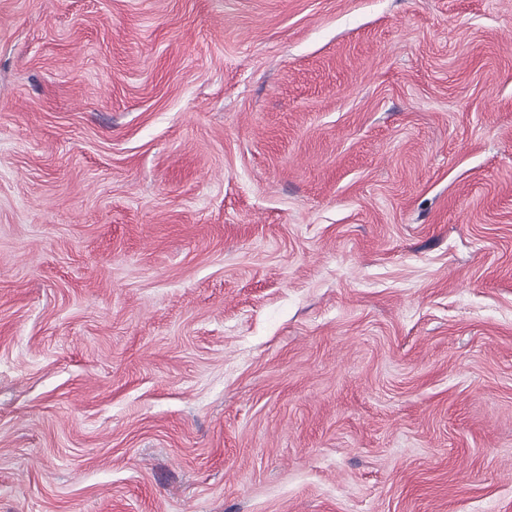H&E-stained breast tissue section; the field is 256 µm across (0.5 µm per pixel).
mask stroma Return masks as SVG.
Here are the masks:
<instances>
[{"mask_svg":"<svg viewBox=\"0 0 512 512\" xmlns=\"http://www.w3.org/2000/svg\"><path fill=\"white\" fill-rule=\"evenodd\" d=\"M0 512H512V0H0Z\"/></svg>","mask_w":512,"mask_h":512,"instance_id":"obj_1","label":"stroma"}]
</instances>
